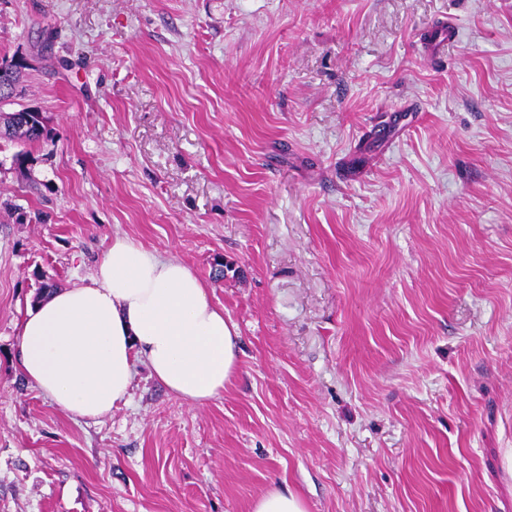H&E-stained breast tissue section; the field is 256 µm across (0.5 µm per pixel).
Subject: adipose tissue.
<instances>
[{
  "label": "adipose tissue",
  "instance_id": "adipose-tissue-1",
  "mask_svg": "<svg viewBox=\"0 0 512 512\" xmlns=\"http://www.w3.org/2000/svg\"><path fill=\"white\" fill-rule=\"evenodd\" d=\"M19 367L63 412L83 420L127 399L134 366L198 406L239 366L238 333L184 263L113 236L87 284L61 287L20 325Z\"/></svg>",
  "mask_w": 512,
  "mask_h": 512
}]
</instances>
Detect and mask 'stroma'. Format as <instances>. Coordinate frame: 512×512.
Instances as JSON below:
<instances>
[{"label": "stroma", "instance_id": "obj_1", "mask_svg": "<svg viewBox=\"0 0 512 512\" xmlns=\"http://www.w3.org/2000/svg\"><path fill=\"white\" fill-rule=\"evenodd\" d=\"M2 58L48 133L0 142V512H512V0H0ZM115 235L237 326L207 404L20 372ZM249 512H307L302 499L284 487H273L255 498Z\"/></svg>", "mask_w": 512, "mask_h": 512}]
</instances>
